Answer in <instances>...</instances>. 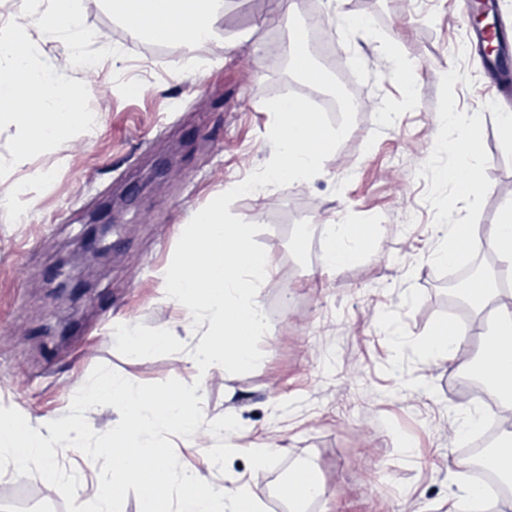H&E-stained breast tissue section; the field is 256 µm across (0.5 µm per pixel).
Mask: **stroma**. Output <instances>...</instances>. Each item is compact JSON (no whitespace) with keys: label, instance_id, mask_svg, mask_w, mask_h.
I'll return each instance as SVG.
<instances>
[{"label":"stroma","instance_id":"35a3bbf8","mask_svg":"<svg viewBox=\"0 0 512 512\" xmlns=\"http://www.w3.org/2000/svg\"><path fill=\"white\" fill-rule=\"evenodd\" d=\"M292 13L322 22L337 67L365 105L338 149L310 181L245 195L229 211L262 225L255 235L274 271L257 296L270 322L252 372L199 373L191 352L207 332L192 327L162 284L184 227L217 195L273 154L265 100L296 90L286 70L262 67L256 44L290 48L289 25L270 0H233L221 33L197 64L188 51L129 35L109 0H80L82 24L31 33L32 55L52 65L72 50L94 57L104 93L91 98V131L22 156L24 136L0 123V406L44 427L68 416L92 368L105 364L137 383L201 379L206 421L241 424L231 441L282 453L253 471L234 456L210 468L196 442L173 436L194 476L232 492L258 484L266 512H293L283 492L304 462L322 496L302 512H448L460 489L451 476L467 445L454 407L468 397L454 364L426 361L421 341L448 322V268L436 259L442 225L488 233L512 200V144L479 57L466 47L463 0H288ZM367 24L350 28L345 16ZM456 107L478 133L477 206L448 183L437 141L457 136L444 114ZM404 195H396L394 183ZM111 206L119 230L109 256L80 247L84 224ZM364 228L367 245L326 266L321 227ZM90 283L59 295L54 268ZM135 326L165 345L136 353L120 339ZM0 512H66L40 477L0 475Z\"/></svg>","mask_w":512,"mask_h":512}]
</instances>
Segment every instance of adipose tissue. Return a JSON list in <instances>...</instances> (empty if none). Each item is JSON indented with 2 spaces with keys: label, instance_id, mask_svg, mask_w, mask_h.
<instances>
[{
  "label": "adipose tissue",
  "instance_id": "1",
  "mask_svg": "<svg viewBox=\"0 0 512 512\" xmlns=\"http://www.w3.org/2000/svg\"><path fill=\"white\" fill-rule=\"evenodd\" d=\"M112 8L132 35L189 45L200 33H213L224 13L223 0H112ZM37 24L33 15L24 13L10 29L0 31V55L11 57L10 63L0 65V115L24 128L19 145L23 155L59 142L71 128L93 122L92 114L81 109L82 101L94 95L92 84L66 91L50 72L32 64L29 31ZM496 321L495 331L483 339L479 361H459L464 338L450 323L430 332L420 352L425 359L455 360L460 370L478 372L503 402L512 405V303H499Z\"/></svg>",
  "mask_w": 512,
  "mask_h": 512
}]
</instances>
